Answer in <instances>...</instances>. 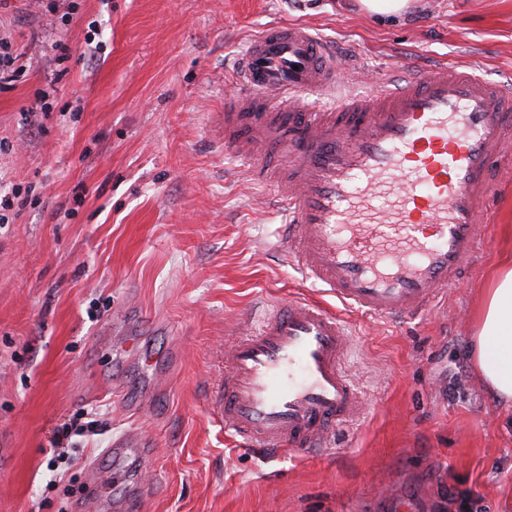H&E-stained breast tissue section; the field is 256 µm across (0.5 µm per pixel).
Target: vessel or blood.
<instances>
[{
	"label": "vessel or blood",
	"instance_id": "obj_1",
	"mask_svg": "<svg viewBox=\"0 0 512 512\" xmlns=\"http://www.w3.org/2000/svg\"><path fill=\"white\" fill-rule=\"evenodd\" d=\"M354 74L307 25L267 27L239 58L224 145L272 192L288 265L363 316L413 318L479 258L491 173L512 155V86L442 65L350 94ZM347 336L339 315L307 299L249 324L211 392L225 433L305 454L357 421ZM109 453L145 468L154 458L134 433Z\"/></svg>",
	"mask_w": 512,
	"mask_h": 512
}]
</instances>
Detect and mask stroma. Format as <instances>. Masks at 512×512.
<instances>
[{"label": "stroma", "mask_w": 512, "mask_h": 512, "mask_svg": "<svg viewBox=\"0 0 512 512\" xmlns=\"http://www.w3.org/2000/svg\"><path fill=\"white\" fill-rule=\"evenodd\" d=\"M289 22L367 86L401 64L512 74V0H414L384 21L355 0H0L20 73L0 85V191L24 201L0 223V512H116L135 478L94 475L131 431L156 450L141 512H457L464 491L467 512H512V405L471 361L482 292L512 252L505 162L481 256L442 310L349 313L344 366L365 412L325 453L246 449L215 416L239 320L318 295L224 149L231 68ZM91 420L51 470L57 430Z\"/></svg>", "instance_id": "35a3bbf8"}]
</instances>
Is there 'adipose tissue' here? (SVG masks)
<instances>
[{"instance_id": "obj_1", "label": "adipose tissue", "mask_w": 512, "mask_h": 512, "mask_svg": "<svg viewBox=\"0 0 512 512\" xmlns=\"http://www.w3.org/2000/svg\"><path fill=\"white\" fill-rule=\"evenodd\" d=\"M473 361L493 396L512 401V256L502 260L484 290Z\"/></svg>"}]
</instances>
